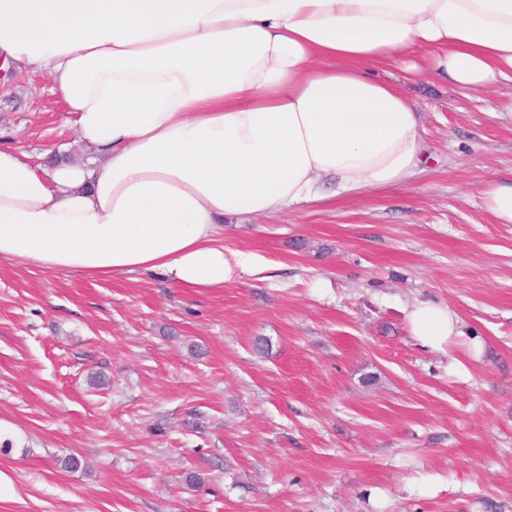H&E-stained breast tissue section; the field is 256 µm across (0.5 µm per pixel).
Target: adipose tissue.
Listing matches in <instances>:
<instances>
[{
	"label": "adipose tissue",
	"mask_w": 512,
	"mask_h": 512,
	"mask_svg": "<svg viewBox=\"0 0 512 512\" xmlns=\"http://www.w3.org/2000/svg\"><path fill=\"white\" fill-rule=\"evenodd\" d=\"M484 88L512 73V0H0V63L45 73L99 153L42 167L0 148V261L221 289L257 256L224 221L423 173L422 121L374 69ZM420 347L448 304L406 312Z\"/></svg>",
	"instance_id": "1"
}]
</instances>
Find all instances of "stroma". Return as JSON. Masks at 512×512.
<instances>
[{
    "label": "stroma",
    "instance_id": "stroma-1",
    "mask_svg": "<svg viewBox=\"0 0 512 512\" xmlns=\"http://www.w3.org/2000/svg\"><path fill=\"white\" fill-rule=\"evenodd\" d=\"M407 93L425 173L225 221L259 258L230 286L0 263V512H512V224L483 199L512 176V80ZM0 145L93 154L29 71L0 82ZM427 300L463 323L448 352L410 333Z\"/></svg>",
    "mask_w": 512,
    "mask_h": 512
}]
</instances>
